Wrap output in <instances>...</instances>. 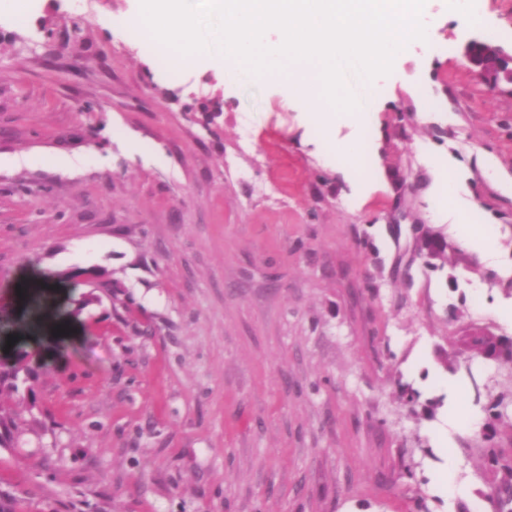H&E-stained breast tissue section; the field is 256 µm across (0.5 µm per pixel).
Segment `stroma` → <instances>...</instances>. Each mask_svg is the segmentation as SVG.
I'll use <instances>...</instances> for the list:
<instances>
[{
	"label": "stroma",
	"mask_w": 512,
	"mask_h": 512,
	"mask_svg": "<svg viewBox=\"0 0 512 512\" xmlns=\"http://www.w3.org/2000/svg\"><path fill=\"white\" fill-rule=\"evenodd\" d=\"M138 5L0 13V334L42 362L35 405L0 396L21 418L0 492L25 493L19 512H493L482 429L448 416L483 413L465 366L505 395L512 367L442 359L474 326L512 337V90L462 56L512 37V0L476 27L426 0L428 40L380 77L367 124L336 120V141L366 138L362 175L279 83L224 74L216 51L173 72L105 27ZM446 159L464 224L435 214ZM474 224L498 264L466 244Z\"/></svg>",
	"instance_id": "stroma-1"
}]
</instances>
